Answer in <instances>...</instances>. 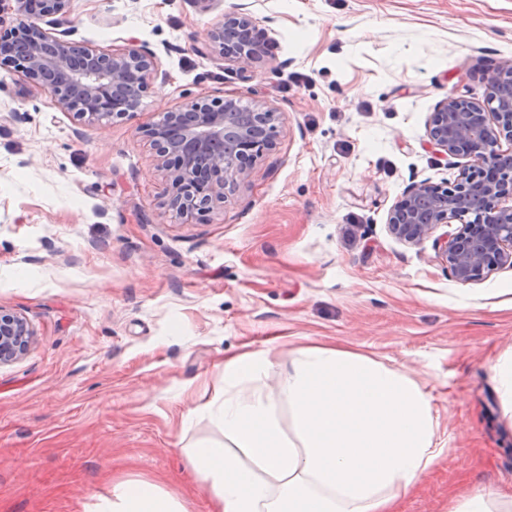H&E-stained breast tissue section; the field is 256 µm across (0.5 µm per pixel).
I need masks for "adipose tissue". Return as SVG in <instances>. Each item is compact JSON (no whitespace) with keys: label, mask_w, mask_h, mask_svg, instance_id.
I'll use <instances>...</instances> for the list:
<instances>
[{"label":"adipose tissue","mask_w":512,"mask_h":512,"mask_svg":"<svg viewBox=\"0 0 512 512\" xmlns=\"http://www.w3.org/2000/svg\"><path fill=\"white\" fill-rule=\"evenodd\" d=\"M293 431L256 390L204 409L234 446L190 449L214 512H395L439 455L432 399L405 373L333 346L299 348L289 362ZM100 512H184L157 484L113 483Z\"/></svg>","instance_id":"ef3b65f1"}]
</instances>
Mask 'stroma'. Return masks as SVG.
<instances>
[{"label": "stroma", "mask_w": 512, "mask_h": 512, "mask_svg": "<svg viewBox=\"0 0 512 512\" xmlns=\"http://www.w3.org/2000/svg\"><path fill=\"white\" fill-rule=\"evenodd\" d=\"M248 4L270 40L244 71L199 53ZM71 39L152 52L139 112L106 128L0 68V309L35 336L0 366V512H96L116 480H146L212 512L189 446H228L187 410L224 388V362L267 354L260 384L293 425L284 366L334 345L406 372L432 398L441 450L397 512L512 496V267L462 283L432 240L387 226L414 182L464 159L426 139L436 104L484 102L512 60V0H72ZM235 92L283 114L273 151L185 224L138 129L189 98Z\"/></svg>", "instance_id": "1"}]
</instances>
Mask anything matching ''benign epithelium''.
Instances as JSON below:
<instances>
[{
  "mask_svg": "<svg viewBox=\"0 0 512 512\" xmlns=\"http://www.w3.org/2000/svg\"><path fill=\"white\" fill-rule=\"evenodd\" d=\"M15 2L19 26L0 34V65L47 91L62 110L105 127L140 110L156 70L155 56L131 44L121 51L68 38L58 30L71 0ZM201 54L217 52L249 69L265 54V39L244 7L224 14L210 30ZM482 104L453 96L440 101L426 126L430 143L449 157L471 163L453 184L412 183L389 209L388 229L399 241L419 245L435 237L438 256L456 280L480 281L512 266V61L491 71ZM280 113L237 95L187 99L139 128L165 171L168 189L161 207L187 222L232 192L256 162L276 146ZM458 222L439 236L441 226ZM33 328L0 309V365L29 348Z\"/></svg>",
  "mask_w": 512,
  "mask_h": 512,
  "instance_id": "1",
  "label": "benign epithelium"
}]
</instances>
